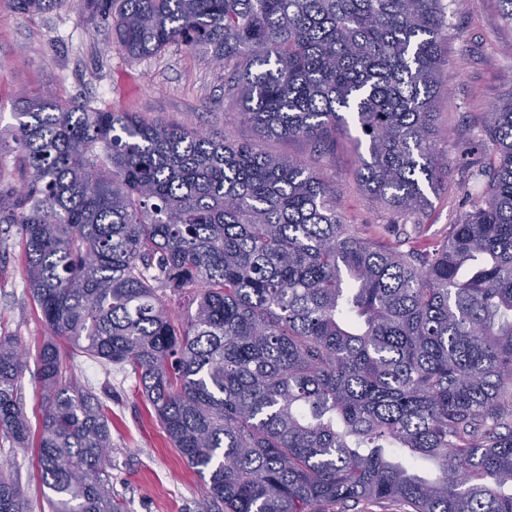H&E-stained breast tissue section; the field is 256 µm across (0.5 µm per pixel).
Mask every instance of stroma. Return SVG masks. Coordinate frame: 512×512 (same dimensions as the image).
I'll return each mask as SVG.
<instances>
[{
	"label": "stroma",
	"mask_w": 512,
	"mask_h": 512,
	"mask_svg": "<svg viewBox=\"0 0 512 512\" xmlns=\"http://www.w3.org/2000/svg\"><path fill=\"white\" fill-rule=\"evenodd\" d=\"M452 28L462 39L448 45V91L436 102L439 143L449 161L491 117L494 103L512 88V23L501 16L499 0H443ZM32 90L61 101L112 104L172 125L197 126L256 141L259 149L308 157L302 140L257 139L242 124L233 99L224 95V70L209 56L172 46L155 56L131 60L112 46V29L91 21L75 7L30 16L0 6V132L9 131L16 95ZM339 217L363 237L398 243L411 233L357 181L355 156L349 144L337 142L334 156ZM457 169L430 196L422 244L431 246L445 235L466 208ZM18 235H10L0 255V333L18 336L28 360H35L49 338L24 278V256ZM73 379L103 401L112 422L109 458L112 492L127 512H203L199 475L171 447L144 399L130 366L101 362L77 354L70 361ZM9 459L30 500L41 512L44 488L34 448H17L0 439V458Z\"/></svg>",
	"instance_id": "1"
}]
</instances>
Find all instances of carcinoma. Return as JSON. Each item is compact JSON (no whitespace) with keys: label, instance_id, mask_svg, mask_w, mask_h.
<instances>
[{"label":"carcinoma","instance_id":"obj_1","mask_svg":"<svg viewBox=\"0 0 512 512\" xmlns=\"http://www.w3.org/2000/svg\"><path fill=\"white\" fill-rule=\"evenodd\" d=\"M65 3L139 60L173 45L224 66L263 137L313 159L109 105L21 94L0 225L53 336L131 366L205 482L204 512H512V89L459 163L470 208L431 248L420 216L448 177L442 0H9ZM403 223L400 249L338 217L330 151ZM25 368L0 335V437L28 443ZM49 512H125L108 416L53 342L35 372ZM434 464L431 478L414 464ZM0 512H32L0 465Z\"/></svg>","mask_w":512,"mask_h":512}]
</instances>
